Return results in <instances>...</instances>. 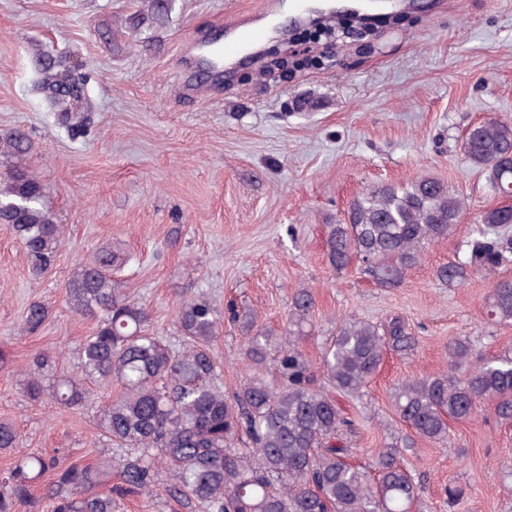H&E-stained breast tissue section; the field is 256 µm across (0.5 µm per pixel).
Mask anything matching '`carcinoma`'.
Listing matches in <instances>:
<instances>
[{
  "label": "carcinoma",
  "mask_w": 512,
  "mask_h": 512,
  "mask_svg": "<svg viewBox=\"0 0 512 512\" xmlns=\"http://www.w3.org/2000/svg\"><path fill=\"white\" fill-rule=\"evenodd\" d=\"M38 91L48 105L84 126L90 111L88 76L67 54L33 53ZM33 149L28 133L0 136V154L22 158ZM464 159L487 174L500 195L512 192V164L489 165L512 150V123L487 120L466 131ZM37 174L21 165L0 175V225L21 244L31 273L52 269L62 246V228L44 202ZM466 203L447 183L430 176L407 184L371 189L351 204L347 222L334 225L326 240L329 262L338 271L358 259L360 271L381 288H395L416 267L426 245L452 234ZM122 262L108 246L78 266L67 283L70 308L93 322L81 348V371L56 375L55 362L39 357L27 372L24 392L65 408L92 400V382L120 385L103 409V423L120 453L95 464L58 465L56 459L20 452L0 477V512L18 504L36 507L34 484L50 472L49 512H114L116 495L151 496L161 469L173 474L170 495L184 509L206 512H411L420 487L400 462L419 443L446 444L449 423L474 418L486 405L512 422V356L481 359L467 338L448 341V369L440 375L402 381L393 405L407 433L391 438L367 468L351 462L346 435L355 423L344 416L331 391L356 395L371 382L384 355H409L417 337L407 322L343 319L324 354V384L299 349L315 298L307 288L292 299L288 330L275 337L258 330L247 337L246 359L256 369L231 397H224L210 352L219 326L201 298L181 303L183 344L174 349L152 334L146 312L113 279ZM512 263V210L492 208L481 227L463 242L460 255L436 270L450 286L478 273L493 276ZM488 314L512 321V280L493 283ZM48 308L31 303L26 331H38ZM21 447V435L0 421V449ZM120 483L112 486V473Z\"/></svg>",
  "instance_id": "carcinoma-1"
}]
</instances>
